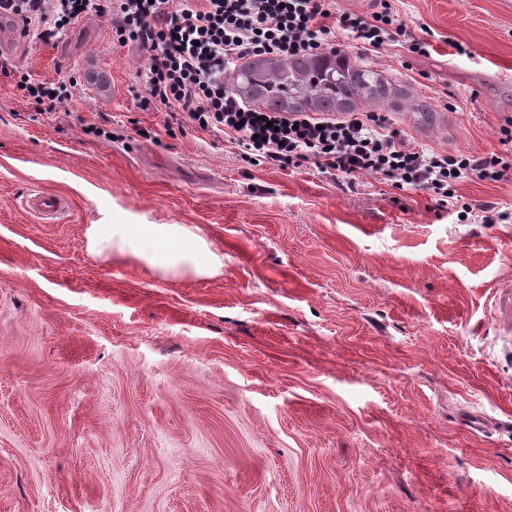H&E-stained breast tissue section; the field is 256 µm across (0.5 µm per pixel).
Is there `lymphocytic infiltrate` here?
Masks as SVG:
<instances>
[{
    "label": "lymphocytic infiltrate",
    "instance_id": "1",
    "mask_svg": "<svg viewBox=\"0 0 512 512\" xmlns=\"http://www.w3.org/2000/svg\"><path fill=\"white\" fill-rule=\"evenodd\" d=\"M375 5L366 18L339 10L337 0H0V9L18 17L24 32L45 42L79 23L105 20L120 46L148 53L143 108H163L168 126L224 134L245 161L273 168L303 161L348 180L377 175L396 189L430 193L439 207L457 210L460 220H506V213L473 207L456 192L470 176L501 181L512 170L505 155L410 147L378 112H266L225 82V71L239 61L318 54L333 49L339 35L366 51L404 35L410 52L428 53L429 42L407 35L388 0ZM13 75L20 94L43 105L46 114L68 97L63 83L27 71Z\"/></svg>",
    "mask_w": 512,
    "mask_h": 512
}]
</instances>
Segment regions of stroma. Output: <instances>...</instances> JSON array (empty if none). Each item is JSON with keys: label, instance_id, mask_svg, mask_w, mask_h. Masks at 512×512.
Segmentation results:
<instances>
[{"label": "stroma", "instance_id": "stroma-1", "mask_svg": "<svg viewBox=\"0 0 512 512\" xmlns=\"http://www.w3.org/2000/svg\"><path fill=\"white\" fill-rule=\"evenodd\" d=\"M389 2L432 52L336 45L432 103L434 128L403 103L392 129L502 152L512 0ZM0 35L15 68L77 80L47 115L0 75V512H512V220L167 134L147 52L102 21ZM36 189L68 199L57 222ZM458 193L512 210V171ZM116 216L184 225L221 273L90 252Z\"/></svg>", "mask_w": 512, "mask_h": 512}]
</instances>
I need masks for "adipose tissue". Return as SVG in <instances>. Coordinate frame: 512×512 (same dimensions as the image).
<instances>
[{
    "instance_id": "ef3b65f1",
    "label": "adipose tissue",
    "mask_w": 512,
    "mask_h": 512,
    "mask_svg": "<svg viewBox=\"0 0 512 512\" xmlns=\"http://www.w3.org/2000/svg\"><path fill=\"white\" fill-rule=\"evenodd\" d=\"M144 239L151 241V249L141 248ZM91 241L95 249L131 253L165 274L189 270L207 275L221 266L208 244L179 224H96Z\"/></svg>"
}]
</instances>
